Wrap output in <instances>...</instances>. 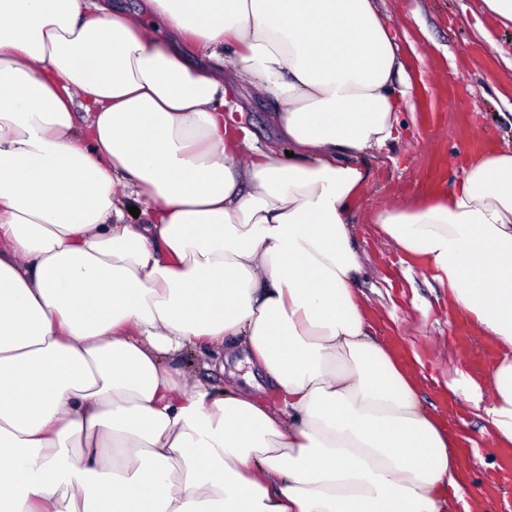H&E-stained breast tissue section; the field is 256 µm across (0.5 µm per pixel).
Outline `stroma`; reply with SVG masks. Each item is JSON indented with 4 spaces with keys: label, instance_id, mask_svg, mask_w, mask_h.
Here are the masks:
<instances>
[{
    "label": "stroma",
    "instance_id": "stroma-1",
    "mask_svg": "<svg viewBox=\"0 0 512 512\" xmlns=\"http://www.w3.org/2000/svg\"><path fill=\"white\" fill-rule=\"evenodd\" d=\"M477 0H379L383 18L409 58L414 101H431L428 112L400 115L402 135L391 150L364 157L369 179L353 204V233L363 263L374 271L365 288L363 309L370 332L410 365L419 380L422 404L445 422L459 447H477L484 464L467 463L461 488L464 504L456 512H512V483L498 496L483 500V486L498 472L493 440L482 436L461 395L451 387L458 371L476 379L488 375L498 344L479 337L473 317L461 310L447 289L438 287L422 257H410L389 244L372 222L375 210L421 197L434 189L451 190L462 175L464 158L475 141L512 147V29L490 15H474ZM456 85L481 113L477 134L463 133L460 115L448 101ZM244 118L259 140L271 134L275 106L250 82L238 83ZM202 352L185 351L171 358V368L192 371L223 386L225 373L254 378L257 398L276 404V392L243 353L232 354L224 372L206 370Z\"/></svg>",
    "mask_w": 512,
    "mask_h": 512
}]
</instances>
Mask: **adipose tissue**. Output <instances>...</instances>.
I'll use <instances>...</instances> for the list:
<instances>
[{
    "instance_id": "1",
    "label": "adipose tissue",
    "mask_w": 512,
    "mask_h": 512,
    "mask_svg": "<svg viewBox=\"0 0 512 512\" xmlns=\"http://www.w3.org/2000/svg\"><path fill=\"white\" fill-rule=\"evenodd\" d=\"M143 7L0 0V512H452L454 441L356 294L361 159L414 107L377 0ZM373 222L500 343L492 400L460 381L511 444L512 149ZM229 336L277 404L166 364ZM237 87L247 125L260 141L267 140L271 134L269 116L275 111L273 102L257 93L251 87L250 81L238 79Z\"/></svg>"
}]
</instances>
